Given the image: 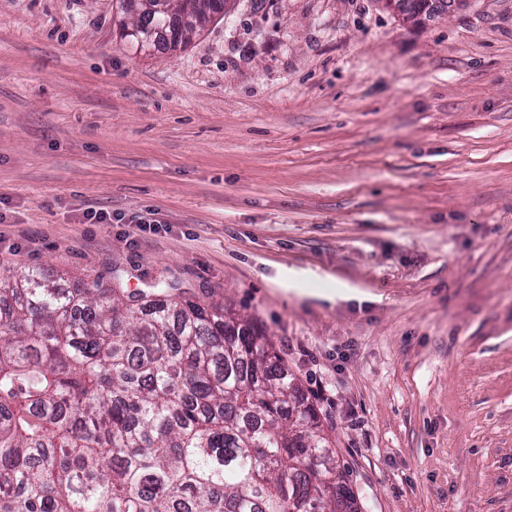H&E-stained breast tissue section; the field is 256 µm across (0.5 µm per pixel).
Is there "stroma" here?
<instances>
[{"mask_svg":"<svg viewBox=\"0 0 512 512\" xmlns=\"http://www.w3.org/2000/svg\"><path fill=\"white\" fill-rule=\"evenodd\" d=\"M28 268L256 321L362 512H512V0H235L154 55L112 0H0V273ZM396 11L404 19L413 23L432 21L448 13V0H401ZM429 2V3H428Z\"/></svg>","mask_w":512,"mask_h":512,"instance_id":"obj_1","label":"stroma"}]
</instances>
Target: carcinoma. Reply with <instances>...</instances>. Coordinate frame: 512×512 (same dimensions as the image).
<instances>
[{"mask_svg":"<svg viewBox=\"0 0 512 512\" xmlns=\"http://www.w3.org/2000/svg\"><path fill=\"white\" fill-rule=\"evenodd\" d=\"M166 54L231 0H115ZM413 23L448 0H402ZM159 297L0 277V512H346L349 470L254 322Z\"/></svg>","mask_w":512,"mask_h":512,"instance_id":"carcinoma-1","label":"carcinoma"}]
</instances>
